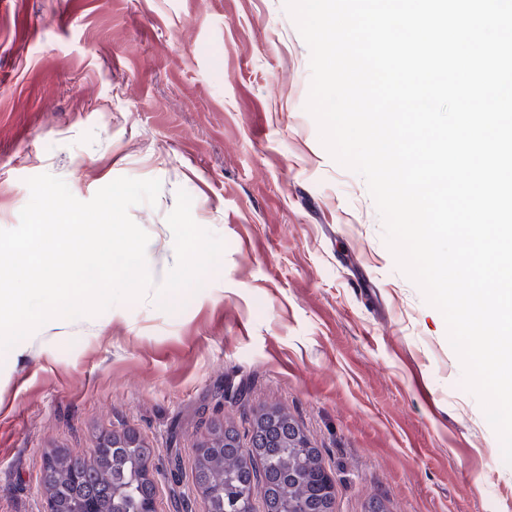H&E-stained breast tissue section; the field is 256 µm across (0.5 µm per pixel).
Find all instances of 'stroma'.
I'll return each mask as SVG.
<instances>
[{"mask_svg":"<svg viewBox=\"0 0 512 512\" xmlns=\"http://www.w3.org/2000/svg\"><path fill=\"white\" fill-rule=\"evenodd\" d=\"M286 0H0V229L29 177L131 208L154 285L0 358V512H45V456L151 450L155 512H206L213 422L291 414L333 512H512V466L442 314L398 267L365 180L323 146Z\"/></svg>","mask_w":512,"mask_h":512,"instance_id":"1","label":"stroma"}]
</instances>
